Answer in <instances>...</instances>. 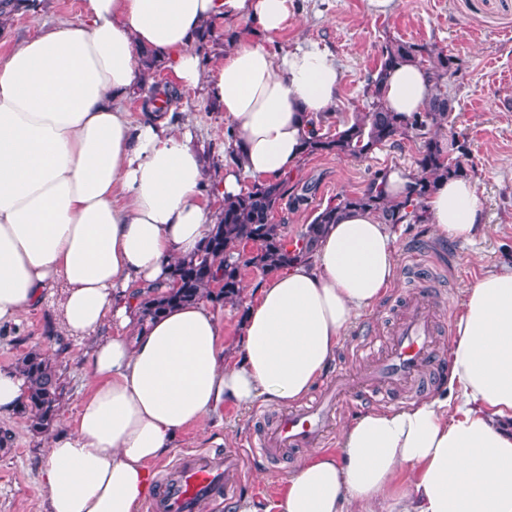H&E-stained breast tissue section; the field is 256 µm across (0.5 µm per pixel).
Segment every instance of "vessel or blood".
Wrapping results in <instances>:
<instances>
[{"instance_id": "1", "label": "vessel or blood", "mask_w": 512, "mask_h": 512, "mask_svg": "<svg viewBox=\"0 0 512 512\" xmlns=\"http://www.w3.org/2000/svg\"><path fill=\"white\" fill-rule=\"evenodd\" d=\"M436 321L421 300L410 304L392 333L388 352L370 376L337 378L327 385L318 402L282 413L276 423L251 445L250 453L264 459L282 450L302 448L320 441L332 428L339 391L356 388L379 390L413 383L423 369L433 366ZM241 455L228 451L212 455L194 450L182 455L163 475V488L149 501V512H197L200 501L233 498L241 483Z\"/></svg>"}]
</instances>
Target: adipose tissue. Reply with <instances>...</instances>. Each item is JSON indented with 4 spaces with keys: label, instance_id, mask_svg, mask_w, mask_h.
<instances>
[{
    "label": "adipose tissue",
    "instance_id": "1",
    "mask_svg": "<svg viewBox=\"0 0 512 512\" xmlns=\"http://www.w3.org/2000/svg\"><path fill=\"white\" fill-rule=\"evenodd\" d=\"M293 0H82L78 20L45 22L0 57V326L54 299L63 334L90 339V392L40 461L45 512H138L150 465L232 399L294 402L321 378L354 318L394 279L395 237L376 213L328 225L315 258L261 281L228 362L220 317L198 301L138 325L137 295L167 290L197 252L211 194L294 171L309 119L333 113L342 71L312 45L271 50ZM244 25L204 67L194 43L210 21ZM179 88L206 85L231 135L209 189L189 121L131 119L141 50ZM388 107L420 111L424 71L405 64L383 86ZM429 220L445 239L482 229L469 177L439 181ZM441 391L369 410L288 475L274 512H512V267L465 290Z\"/></svg>",
    "mask_w": 512,
    "mask_h": 512
}]
</instances>
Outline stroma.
Here are the masks:
<instances>
[{
	"label": "stroma",
	"mask_w": 512,
	"mask_h": 512,
	"mask_svg": "<svg viewBox=\"0 0 512 512\" xmlns=\"http://www.w3.org/2000/svg\"><path fill=\"white\" fill-rule=\"evenodd\" d=\"M294 16L286 29L273 39L274 46L315 44L335 54L343 71L334 113L324 118L323 132L333 134L353 122L366 106L369 76L380 65L381 48L390 39H401L454 56L459 69L449 75L445 89L453 101L448 121L437 131L446 146L467 142L463 162L477 186L483 230L474 242L438 237L431 224H399L394 228L398 262L393 283L371 307L361 311L325 372L334 377L345 371L368 375L391 342V333L407 305L426 293L438 325L436 360L438 372L429 392H436L448 375V353L453 321L465 288L494 267L512 266V0H393L389 10L375 11L369 0H293ZM81 0H27L0 24V55L8 53L20 39L35 33L49 19L73 21L80 14ZM187 102V117L203 145L211 183L224 173V113L201 88L181 91ZM423 142L411 137L388 142L368 158L356 160L333 154L303 157L294 174L284 177L283 198L274 223L287 238L298 237L319 208L336 194L361 191L378 170L401 169L418 173L417 159ZM306 194V203L295 200ZM56 317L51 306L27 313L19 326L0 328V369H14L18 358L40 348L63 373L66 395L58 417H74L91 382L85 365L88 343L52 334ZM382 394L370 391L340 401L334 430L321 447L338 446L343 426L373 408L390 407ZM287 404L256 403L244 408L225 401L217 416L205 427H191L177 436L162 455L175 462L186 449L212 453L245 452L250 441L273 425ZM59 425L38 434L26 418L15 414L0 417V434L10 437L0 449V512H44L45 500L38 481L39 460ZM307 454L290 450L281 457L244 460L241 498L250 500L256 512L282 494L284 478Z\"/></svg>",
	"instance_id": "1"
}]
</instances>
